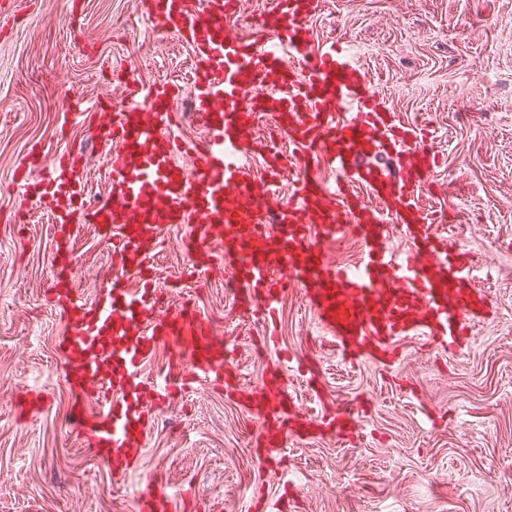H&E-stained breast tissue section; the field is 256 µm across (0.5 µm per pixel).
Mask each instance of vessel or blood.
<instances>
[{
  "instance_id": "1",
  "label": "vessel or blood",
  "mask_w": 512,
  "mask_h": 512,
  "mask_svg": "<svg viewBox=\"0 0 512 512\" xmlns=\"http://www.w3.org/2000/svg\"><path fill=\"white\" fill-rule=\"evenodd\" d=\"M319 5L269 0L235 32L225 21L239 0H142L151 31L192 50V110L205 138L181 134L175 84L132 78L117 84L120 107L78 95L62 108L63 125L93 126L110 174L107 197L80 207L90 167L71 149L30 151L18 167L23 198L55 215V246L83 223L94 225L109 251L92 297L61 275L46 293L67 326L58 350L80 439L115 475L141 459L160 407L196 382L223 391L257 420L248 445L264 463L291 446L359 433L362 404L331 401L319 360L279 345L277 318L291 296L305 303L337 358L383 371L403 340L460 355L474 326L493 316L464 253L437 233L419 202L439 164L423 129L397 119L347 43L313 46ZM263 117L277 143L255 136ZM259 153L265 159L257 168ZM35 170L42 173L36 181ZM284 176L293 187L285 202L277 194ZM172 229L183 230L196 272L223 265L236 301L260 326L251 346L274 352L275 361L259 387L231 372L224 332L210 316L185 303L159 310L163 289L150 260ZM397 233L404 245L394 243ZM346 234L364 249L354 268L326 255ZM163 345L175 358L157 381L143 367ZM294 373L318 411L302 409L289 390ZM190 508L189 496L155 474L135 492L132 512Z\"/></svg>"
}]
</instances>
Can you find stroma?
<instances>
[{
	"instance_id": "obj_1",
	"label": "stroma",
	"mask_w": 512,
	"mask_h": 512,
	"mask_svg": "<svg viewBox=\"0 0 512 512\" xmlns=\"http://www.w3.org/2000/svg\"><path fill=\"white\" fill-rule=\"evenodd\" d=\"M140 0H0V512H127L139 484L160 473L194 486L198 512H250L255 487L281 493L246 446L257 424L204 384L156 420L142 460L115 478L69 423L70 393L57 340L66 326L45 299L52 276L50 213L24 201L15 170L30 149L53 153L63 105L111 90L113 70L144 81L174 79L189 98L185 44L149 31ZM315 42L340 38L398 119L425 127L441 159L445 196H423L441 234L468 250L494 301L468 352L437 363L421 341L402 344L396 368L422 397L411 403L388 375L342 365L320 344L300 300L280 311L283 345L308 348L340 401L368 396L363 437L288 450L280 480L303 488L297 512H512V0H321ZM72 273L91 296L109 261L92 227H71ZM161 247L160 270L222 324L245 383L265 363L248 350L258 327L240 315L223 270L196 277L179 231ZM42 413L16 420L31 387Z\"/></svg>"
}]
</instances>
